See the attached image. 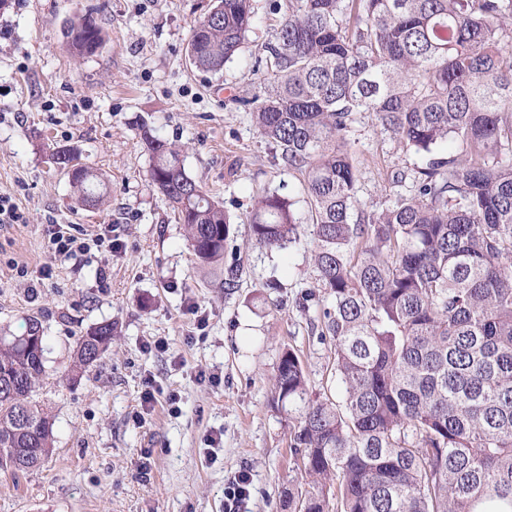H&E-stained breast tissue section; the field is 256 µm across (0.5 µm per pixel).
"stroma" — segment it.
I'll return each mask as SVG.
<instances>
[{
  "instance_id": "obj_1",
  "label": "stroma",
  "mask_w": 512,
  "mask_h": 512,
  "mask_svg": "<svg viewBox=\"0 0 512 512\" xmlns=\"http://www.w3.org/2000/svg\"><path fill=\"white\" fill-rule=\"evenodd\" d=\"M275 0H255L262 16L233 62L217 73L192 65L193 26L216 0H12L0 11V194L11 195L25 223L0 227V327L19 335L38 317L45 376L36 399L53 423V448L39 469L0 470V512H224V486L252 476L247 512H288L287 494L311 488L290 449L293 422L272 404L282 353L302 362L310 397L341 401L334 348L319 336L331 303L315 268L312 224L299 240L271 251L255 240L249 215L264 192L308 205L298 173L279 165L242 101L270 78L255 55L284 21ZM97 11L105 44L78 59L64 45L72 18ZM182 146L188 174L232 216L224 259L201 264L168 202L152 185L141 125ZM360 169L357 197L380 206L410 194L427 159L359 114L349 134ZM73 148L101 175L105 205H81L51 159ZM402 182H393L396 171ZM88 232L113 224L118 251H92L79 264L48 250L47 223ZM28 270L18 277L17 266ZM53 276L36 277L43 267ZM234 287H226L228 271ZM199 303L209 320L197 330L184 308ZM116 327L111 348L79 376L70 364L80 336ZM165 337L170 356L146 352ZM211 369L219 384L195 379ZM176 391L177 413L158 402L143 425L145 377ZM223 445L206 458L205 438Z\"/></svg>"
}]
</instances>
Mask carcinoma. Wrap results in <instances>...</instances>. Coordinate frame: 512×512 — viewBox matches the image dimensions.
Segmentation results:
<instances>
[{"mask_svg": "<svg viewBox=\"0 0 512 512\" xmlns=\"http://www.w3.org/2000/svg\"><path fill=\"white\" fill-rule=\"evenodd\" d=\"M287 18L256 56L271 70L250 106L255 128L303 178L314 264L332 298L319 336L335 347L342 403L311 399L298 356L275 374L274 406L296 421L291 447L313 491L292 512H512V0H284ZM253 0H217L194 26L192 64L217 72L244 47ZM78 58L105 41L91 13L70 20ZM369 113L428 155L414 193L368 209L348 133ZM154 187L203 263L224 258L231 217L190 176L180 149L141 125ZM448 156H437L442 145ZM80 202L104 203L99 175L68 168ZM256 241L300 236L296 201L259 197ZM90 328L74 367L112 344ZM45 374L42 326L0 330V468L27 473L51 448L33 400Z\"/></svg>", "mask_w": 512, "mask_h": 512, "instance_id": "cac0c4a2", "label": "carcinoma"}]
</instances>
